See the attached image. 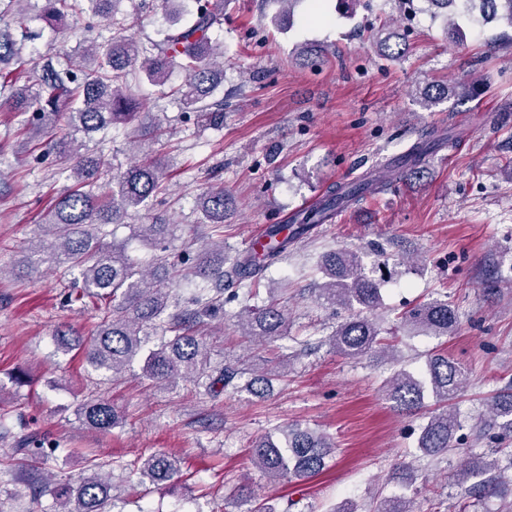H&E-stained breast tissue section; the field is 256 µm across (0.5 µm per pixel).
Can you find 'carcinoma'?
Segmentation results:
<instances>
[{"label":"carcinoma","instance_id":"obj_1","mask_svg":"<svg viewBox=\"0 0 512 512\" xmlns=\"http://www.w3.org/2000/svg\"><path fill=\"white\" fill-rule=\"evenodd\" d=\"M25 0H0V20L12 18L23 21L22 3ZM163 0L168 7L169 25L162 42L149 47L125 35L136 26V18L118 19L112 10L113 0H42L41 13L45 23L55 29L67 26V20L90 11L99 16L117 34L103 42L93 41L83 50L93 64L68 65L61 69L46 60L33 71L27 83L7 96H0V112H31L32 122L26 127L27 151L32 152L30 132L49 134L45 154L53 153L70 164L74 185L59 196L45 215L42 224L44 236L32 248L26 273L48 267L77 269L81 275V292L75 300L86 297L104 303L101 321L95 336L86 349V360L94 371L105 378L126 370L139 356L144 357L143 376L157 383H174L178 379L203 386L217 397L227 390L240 389L239 380L245 369L226 363L211 366L207 344L191 334V327L206 318L224 312V304L244 298L236 314L242 334L258 342L277 339L288 332V309L280 300L272 298L258 306L248 304L250 291L238 286L257 284L264 270L288 258L294 245L305 238L317 224H325L339 212L358 204L368 194L390 188L394 179L381 180L365 174L351 182L329 186L316 202L298 211L289 224H270L266 228V244L262 252L242 251L231 261L224 259V243L207 244L190 261L170 262L164 256L155 258L151 269H139L141 262L131 257L125 248L112 245L105 251L99 236L93 231L132 210L139 212L163 190L167 173L153 158L130 165L113 179L112 193L98 196L85 187L110 171L111 162L100 153L94 157L82 155L76 143V134L105 129L109 124L123 123L138 116L137 101L128 93L133 67L140 65L149 81L156 85L167 82L169 73L180 69L185 80L176 90L181 101L200 115L217 118L220 108L209 110L207 99L215 90L217 72L224 67V51L211 39V31L222 24V8L213 0H195L189 20L181 21L176 3ZM431 9H448L450 39L455 45L464 42L460 18L480 14L486 22H501L512 29V0H425ZM400 34L388 26L375 34V43L381 56L395 60L405 53L398 42ZM31 39L26 29L20 38L0 31V71L3 64L19 62L26 42ZM296 59L303 66L328 57V49L314 45H299ZM453 93V87L440 84L421 92L424 105ZM440 140L428 139L413 144L401 157V175L418 177L424 173V157ZM232 204L224 194V185L214 183L199 195L197 205L213 228H224V215ZM179 226L165 221L135 225V235L153 247L165 250L162 243L176 237ZM229 266H224V263ZM326 281L316 289L317 300L331 307L340 306L350 311L328 338L336 353L358 359L375 348L386 350L390 345L381 336V327L375 318L383 308L378 284L366 272L362 257L352 251L335 250L323 257ZM198 280V292L193 298L194 308L165 315L168 293L164 281L173 277ZM400 323L424 331L429 336L446 337L459 328L458 317L448 299H434L412 308L400 317ZM169 332L156 349H146L157 331ZM276 371L256 374L245 389L255 396L267 391ZM469 383L468 372L446 355L427 359L422 372L415 375L406 370L395 373L385 386V395L393 407L405 413H416L424 408L425 394L429 393L438 408L429 413L421 427L418 448L426 454L448 451L454 444L464 442V421L455 408L454 400ZM77 414L90 428L110 430L118 415L112 404L101 396H90L79 404ZM488 418L479 426L495 431V439H512V389L507 388L493 396L487 404ZM45 439L36 435L12 448L13 454H22L29 466L46 465L49 455L44 451ZM253 461L272 482L283 479L305 480L319 473L326 465L335 444L325 433L285 426L277 433H267L252 445ZM477 454L466 450L457 465V485L463 500L480 501L485 498H507L512 495V457L502 465L496 454ZM104 462H92L93 472L77 482L68 480L45 483L44 492L60 502L56 512H112L115 507L116 486L112 473H102ZM136 471L154 484L168 482L179 473L178 461L164 453H155L139 461ZM237 512H263L254 505V497L247 488L235 497ZM373 512H410L403 496L382 498Z\"/></svg>","mask_w":512,"mask_h":512}]
</instances>
